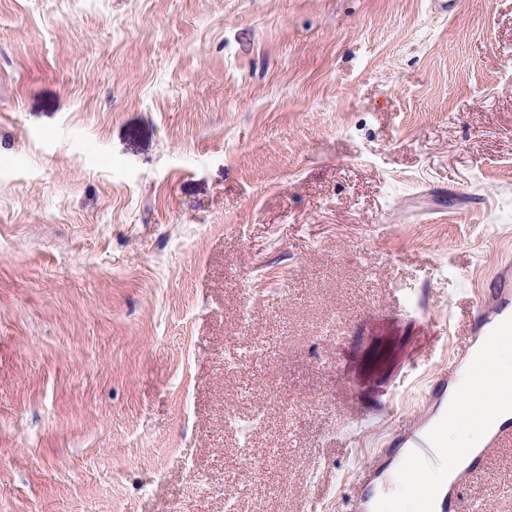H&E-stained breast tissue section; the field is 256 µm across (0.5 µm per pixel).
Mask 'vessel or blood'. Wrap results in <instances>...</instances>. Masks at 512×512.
I'll return each instance as SVG.
<instances>
[{
  "label": "vessel or blood",
  "instance_id": "1",
  "mask_svg": "<svg viewBox=\"0 0 512 512\" xmlns=\"http://www.w3.org/2000/svg\"><path fill=\"white\" fill-rule=\"evenodd\" d=\"M512 314V264L503 263L497 268L484 289L479 290L474 302L470 324V337L456 349L448 362L429 386L422 409L410 423L395 436L393 444L407 452L418 464L420 473L436 476L445 467V455L437 433L428 430L431 411L441 410L448 401L449 390L458 388V372L463 362L472 359L480 339L491 335L493 328L504 314ZM512 442V417L502 419L490 416L485 424V435L480 447L466 452L465 465L450 481L440 483L430 501V512H465L464 492L473 475L481 470L491 451ZM396 479L389 463L377 458L363 466L358 480L359 488L345 501L344 512H372L374 494L388 493Z\"/></svg>",
  "mask_w": 512,
  "mask_h": 512
}]
</instances>
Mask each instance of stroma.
<instances>
[{
  "label": "stroma",
  "instance_id": "1",
  "mask_svg": "<svg viewBox=\"0 0 512 512\" xmlns=\"http://www.w3.org/2000/svg\"><path fill=\"white\" fill-rule=\"evenodd\" d=\"M508 257L512 0H0V512H340Z\"/></svg>",
  "mask_w": 512,
  "mask_h": 512
}]
</instances>
